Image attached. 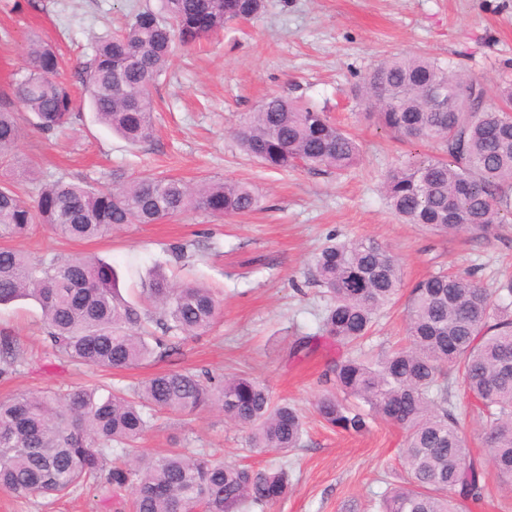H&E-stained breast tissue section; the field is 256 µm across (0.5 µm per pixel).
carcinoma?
Segmentation results:
<instances>
[{
  "instance_id": "1",
  "label": "carcinoma",
  "mask_w": 512,
  "mask_h": 512,
  "mask_svg": "<svg viewBox=\"0 0 512 512\" xmlns=\"http://www.w3.org/2000/svg\"><path fill=\"white\" fill-rule=\"evenodd\" d=\"M263 0H160L134 13L119 32L98 38L77 67L95 121L132 146L154 134L153 89L182 47L206 40L228 21L254 18ZM13 101L52 136L78 117L71 80L61 73L55 45L32 40L11 84ZM446 106L432 110L429 93ZM354 96L394 138L432 145L437 154L389 171L382 183L388 207L406 224L441 236L486 237L512 214V81L490 98L473 74L438 58L392 54L355 85ZM21 113L0 103V238H25L45 224L68 240H93L125 224H158L189 211L235 216L260 207L249 183L167 176L130 178L116 168L110 183L64 177L39 183L13 149ZM241 149L270 169L297 163L325 173L356 166V138L324 111L272 94L248 113L237 132ZM312 283L327 299L322 326L350 348L327 365L315 409L347 433L379 418L406 432L407 486L379 495L377 512H463L483 494L482 463L467 455L454 389L476 401L492 463L512 483V278L490 293L468 271L433 272L412 285L405 304L409 345L379 354L361 349L380 312L402 287L395 260L371 239L331 238L311 260ZM118 272L96 257L35 261L0 248V305H39L52 347L90 367L129 369L177 351L175 339L213 323L216 294L193 283L173 284L156 272L150 308L118 293ZM147 321L161 331L143 329ZM218 407L251 430L250 447L287 451L301 443L305 421L288 402L273 400L260 380L241 374L215 382L209 372L171 370L136 389L108 395L75 388L63 395L20 394L0 401V490L27 497H64L104 471L132 488L133 512H243L288 498L285 467L224 464L206 451L149 456L134 448L155 413L191 415Z\"/></svg>"
}]
</instances>
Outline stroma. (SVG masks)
Instances as JSON below:
<instances>
[{"label": "stroma", "instance_id": "stroma-1", "mask_svg": "<svg viewBox=\"0 0 512 512\" xmlns=\"http://www.w3.org/2000/svg\"><path fill=\"white\" fill-rule=\"evenodd\" d=\"M146 4L155 7L159 0H36L32 7L0 0V92L23 66L31 32L56 44L70 78L97 36ZM402 52L448 60L481 76L488 92H495L512 75V0H264L255 19L179 52L155 91V134L146 144L129 146L86 109L50 138L24 124L15 152L44 176L93 182L119 167L132 176L163 173L190 182L220 177L251 183L262 204L221 220L190 212L160 224H130L90 241L62 239L44 225L8 240V247L36 260L103 258L119 271L123 297L140 306L149 270L161 265L174 281L214 290L220 310L205 333L183 340L172 356L103 371L55 353L34 302L1 306L0 339L13 340L21 361L0 375V399L78 386H137L170 370L246 372L263 381L274 399L288 400L303 414L299 448L248 452V429L217 410L161 413L139 448L154 455L202 448L232 465L286 463L294 490L265 512H374L375 493L409 479L401 454L405 433L380 422L369 432L350 434L318 418V377L340 349L321 329L325 302L309 282L313 253L330 236L374 239L397 260L407 286L439 268L475 270L489 289L512 276V216L487 239L442 238L400 223L379 191L385 173L421 149L368 119L352 88L382 58ZM271 93L326 108L359 142L358 165L336 176L303 166L272 170L246 156L235 131ZM177 244L189 245V266L173 259L170 249ZM406 300L399 295L379 320L368 348L378 353L404 343ZM462 423L487 487L473 512H505L512 485L497 478L478 419ZM131 501V489L113 490L102 477L61 500L0 491V512H132Z\"/></svg>", "mask_w": 512, "mask_h": 512}]
</instances>
